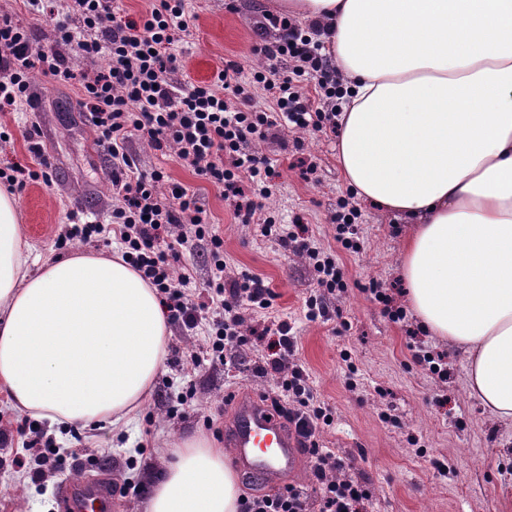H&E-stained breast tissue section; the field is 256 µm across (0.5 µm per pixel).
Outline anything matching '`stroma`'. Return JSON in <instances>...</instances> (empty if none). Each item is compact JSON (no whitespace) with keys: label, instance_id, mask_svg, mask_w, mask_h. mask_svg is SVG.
Wrapping results in <instances>:
<instances>
[{"label":"stroma","instance_id":"obj_1","mask_svg":"<svg viewBox=\"0 0 512 512\" xmlns=\"http://www.w3.org/2000/svg\"><path fill=\"white\" fill-rule=\"evenodd\" d=\"M270 0H185L195 20L190 37L174 51L194 83L211 80L222 65L242 68V83L259 103L267 93L253 70L262 68L255 55L253 26ZM19 20L32 34L36 49L63 55L76 75L92 77L102 62L60 42L52 21H36L21 0H0V15ZM31 100L0 112V168L31 160L30 141H37L53 161L49 179L28 181L18 192L23 225L33 253L50 261L81 251L108 256L120 245L108 226L120 199L112 188V165L95 144L86 113L76 106L74 86L57 83L41 72L31 76ZM336 138L302 131L271 129L255 142L278 176L268 205L278 223L303 219L320 250L335 255L347 288L325 295L328 320L306 317V301L318 291L311 261L280 246L277 238L259 236L242 224L220 191L185 166L175 152L162 153L138 139L128 151L140 171L163 169L172 181L194 194L204 218L224 240L225 282L252 273L274 293L269 309L244 314L247 344L225 351L223 363L195 367L190 355L212 333L217 307L202 312L196 327L172 326L167 370L155 382L136 421L105 423L94 429L64 430L42 420L35 427L61 448V470L32 483L28 468L14 458L29 459L21 440L0 443V512H59L57 491L71 478L87 481L104 475L115 485H132L119 495L113 512H136L145 493V467H164V450L193 432L224 440L231 413L228 394L246 389L279 395L273 373L254 372L269 351L259 342L271 322L288 321L297 341L294 364L331 407L333 422L319 440L337 457L352 461L349 477L365 481L372 492L368 512H512V427L493 421L466 388V364L447 344L420 333L414 313L392 322L368 291L370 282L385 288L403 286L401 258L408 226L404 219L365 201L353 226L359 252L335 239L334 218L350 189L336 159ZM317 165L304 180L298 159ZM98 220L106 227L99 240L59 243L67 224Z\"/></svg>","mask_w":512,"mask_h":512}]
</instances>
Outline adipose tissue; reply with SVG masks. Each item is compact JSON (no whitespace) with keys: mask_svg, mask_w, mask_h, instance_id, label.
I'll use <instances>...</instances> for the list:
<instances>
[{"mask_svg":"<svg viewBox=\"0 0 512 512\" xmlns=\"http://www.w3.org/2000/svg\"><path fill=\"white\" fill-rule=\"evenodd\" d=\"M324 27L349 90L336 154L360 199L410 223L405 295L512 426V0H272ZM169 320L121 257L31 258L0 190V392L66 428L131 421L164 369ZM227 449L182 437L141 512H239Z\"/></svg>","mask_w":512,"mask_h":512,"instance_id":"ef3b65f1","label":"adipose tissue"}]
</instances>
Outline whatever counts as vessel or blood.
Listing matches in <instances>:
<instances>
[{
	"instance_id": "obj_1",
	"label": "vessel or blood",
	"mask_w": 512,
	"mask_h": 512,
	"mask_svg": "<svg viewBox=\"0 0 512 512\" xmlns=\"http://www.w3.org/2000/svg\"><path fill=\"white\" fill-rule=\"evenodd\" d=\"M234 411L224 427V445L231 448L241 470L263 487L286 485L301 458L295 426L284 420L260 396L234 393L228 397ZM273 447L264 457L260 448ZM116 497L110 479L91 485H63L58 492L60 512H111Z\"/></svg>"
}]
</instances>
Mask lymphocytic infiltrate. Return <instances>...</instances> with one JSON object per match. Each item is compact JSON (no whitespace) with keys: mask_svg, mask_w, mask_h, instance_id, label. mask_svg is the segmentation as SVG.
<instances>
[{"mask_svg":"<svg viewBox=\"0 0 512 512\" xmlns=\"http://www.w3.org/2000/svg\"><path fill=\"white\" fill-rule=\"evenodd\" d=\"M69 12L81 17L97 35L88 39L73 30L67 20L55 25L64 42L89 58H105V65L93 79L83 82L79 107L88 110L95 121L96 144L112 159L117 171L113 191L123 204L113 210L125 246L123 260L149 280L169 305V318L175 325L193 327L199 311L187 292V275H174L172 263L186 250L191 240L208 242L216 270L224 268V241L210 230L194 196L182 184H170L166 200H159L157 185L163 171H134L127 153L131 137L147 141L154 150L175 149L180 160L222 189L243 223L255 225L261 235H271L276 224L268 215L265 201L272 193L271 165L266 156L249 147L265 139L269 129H309L323 131L327 118L321 101L337 98L341 79L330 57L323 54L320 41L302 34L295 21L285 14H263L256 26L255 49L270 67L256 73L255 79L268 92L271 105L262 107L245 95L241 69L227 65L216 70L209 84L183 90L170 82V75L181 69L173 45L188 36L191 16L184 0H153L140 19H132L115 6L113 0H68ZM289 58L294 67L285 74L275 60ZM40 70L54 81L70 83L76 76L59 55L36 50L27 30L7 15L0 16V112L15 107L26 96L28 75ZM309 77L319 88L311 99L293 91L295 79ZM192 225L193 235L171 234V227ZM282 245L314 262L318 284L327 292L344 289L343 272L335 259L320 257L302 233H280ZM210 301L219 302L222 313L215 321V334L201 352L191 355L194 365L205 360L223 361L226 348L244 345L240 333L244 313L271 306L273 291L254 274H243L232 287L223 279H213L207 290ZM277 359L268 369L283 377L281 389L296 406L288 412L303 446L313 459L318 502L294 485L273 496L243 499L240 512H363L369 490L361 481L339 477L343 460L322 448L313 436L319 425L328 423L327 408L316 405L300 367H288L296 351V341L287 321H277L274 329Z\"/></svg>","mask_w":512,"mask_h":512,"instance_id":"1","label":"lymphocytic infiltrate"}]
</instances>
